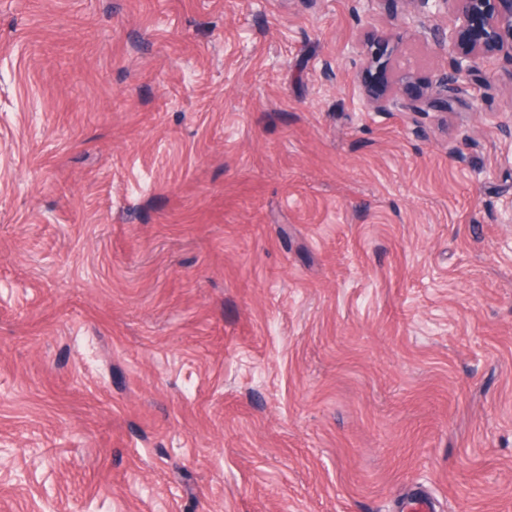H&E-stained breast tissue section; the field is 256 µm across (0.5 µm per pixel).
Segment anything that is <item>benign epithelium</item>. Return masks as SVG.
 <instances>
[{"mask_svg": "<svg viewBox=\"0 0 512 512\" xmlns=\"http://www.w3.org/2000/svg\"><path fill=\"white\" fill-rule=\"evenodd\" d=\"M400 10L402 23L412 22L429 31L434 43L449 54L448 70L421 86L405 77L388 80L380 66L381 46L386 36L373 32L370 54L362 82L365 104L375 112H413L432 109L444 113L479 71L481 62L502 56L512 62V0H387ZM442 14L454 17L450 29L432 28L429 22Z\"/></svg>", "mask_w": 512, "mask_h": 512, "instance_id": "1", "label": "benign epithelium"}]
</instances>
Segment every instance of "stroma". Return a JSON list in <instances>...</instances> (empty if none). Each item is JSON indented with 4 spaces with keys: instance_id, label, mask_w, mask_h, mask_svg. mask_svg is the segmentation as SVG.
I'll use <instances>...</instances> for the list:
<instances>
[{
    "instance_id": "obj_1",
    "label": "stroma",
    "mask_w": 512,
    "mask_h": 512,
    "mask_svg": "<svg viewBox=\"0 0 512 512\" xmlns=\"http://www.w3.org/2000/svg\"><path fill=\"white\" fill-rule=\"evenodd\" d=\"M386 0H0V512H512V62L367 111Z\"/></svg>"
}]
</instances>
